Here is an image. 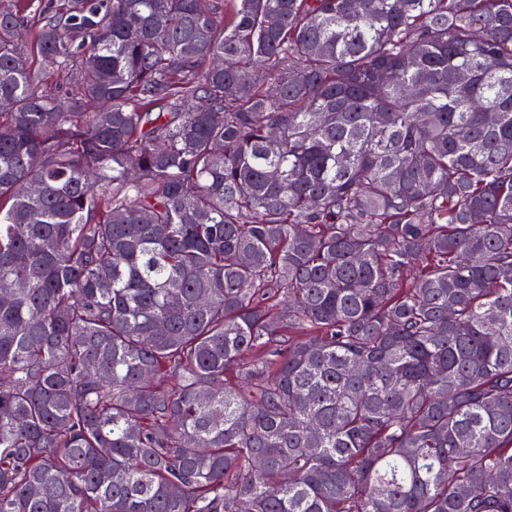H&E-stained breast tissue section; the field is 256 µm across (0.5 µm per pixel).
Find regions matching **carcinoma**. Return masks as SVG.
<instances>
[{
  "label": "carcinoma",
  "mask_w": 512,
  "mask_h": 512,
  "mask_svg": "<svg viewBox=\"0 0 512 512\" xmlns=\"http://www.w3.org/2000/svg\"><path fill=\"white\" fill-rule=\"evenodd\" d=\"M27 6L0 512H512V0ZM26 15H27V18H26L27 22L25 21V26L22 29L23 30L22 42H23V45L26 46L27 53L32 55V59L34 61L33 67H35L37 69L38 63H39V57L36 53L34 37H35V32L39 26V22H40L42 15H40L39 9L35 11L33 8L30 11H28ZM40 77L39 86L44 93L58 97H65V95L71 93L73 83L70 82L65 73L55 72Z\"/></svg>",
  "instance_id": "cac0c4a2"
}]
</instances>
